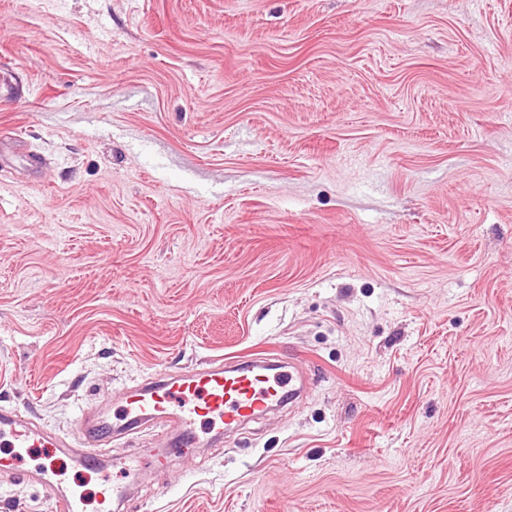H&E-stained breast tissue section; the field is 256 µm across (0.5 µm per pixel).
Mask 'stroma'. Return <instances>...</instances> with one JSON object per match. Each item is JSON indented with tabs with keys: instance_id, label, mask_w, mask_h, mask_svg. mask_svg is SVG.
Returning <instances> with one entry per match:
<instances>
[{
	"instance_id": "stroma-1",
	"label": "stroma",
	"mask_w": 512,
	"mask_h": 512,
	"mask_svg": "<svg viewBox=\"0 0 512 512\" xmlns=\"http://www.w3.org/2000/svg\"><path fill=\"white\" fill-rule=\"evenodd\" d=\"M263 351L125 512H512V0H0V404Z\"/></svg>"
}]
</instances>
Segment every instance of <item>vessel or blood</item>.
Wrapping results in <instances>:
<instances>
[{
	"label": "vessel or blood",
	"instance_id": "1",
	"mask_svg": "<svg viewBox=\"0 0 512 512\" xmlns=\"http://www.w3.org/2000/svg\"><path fill=\"white\" fill-rule=\"evenodd\" d=\"M297 363L272 367L268 359L250 355L215 361L210 367L173 373L158 370L145 389L126 395L114 412L87 406L75 429L66 434L48 430L16 408L0 406V444L9 448H40L42 461L26 479L53 487L60 471L75 468L103 474L104 500L123 504L144 471L164 470L168 456L109 458L113 438L154 424L177 428L172 447L196 441L198 434L218 433L266 409L296 402Z\"/></svg>",
	"mask_w": 512,
	"mask_h": 512
}]
</instances>
